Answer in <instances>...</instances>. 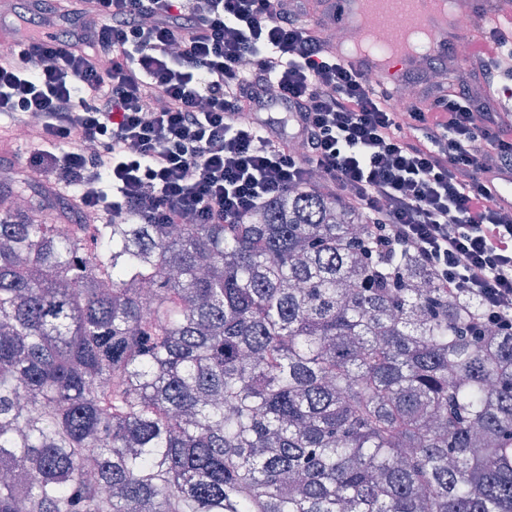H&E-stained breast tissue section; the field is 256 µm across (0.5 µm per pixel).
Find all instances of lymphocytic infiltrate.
I'll return each instance as SVG.
<instances>
[{
	"label": "lymphocytic infiltrate",
	"mask_w": 512,
	"mask_h": 512,
	"mask_svg": "<svg viewBox=\"0 0 512 512\" xmlns=\"http://www.w3.org/2000/svg\"><path fill=\"white\" fill-rule=\"evenodd\" d=\"M302 0H39L0 54V137L81 224H242L314 192L365 215L478 327L512 331V122L457 81L399 109Z\"/></svg>",
	"instance_id": "1"
}]
</instances>
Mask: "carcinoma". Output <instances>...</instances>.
I'll list each match as a JSON object with an SVG mask.
<instances>
[{"instance_id": "carcinoma-1", "label": "carcinoma", "mask_w": 512, "mask_h": 512, "mask_svg": "<svg viewBox=\"0 0 512 512\" xmlns=\"http://www.w3.org/2000/svg\"><path fill=\"white\" fill-rule=\"evenodd\" d=\"M0 220V512H512V334L311 193Z\"/></svg>"}]
</instances>
